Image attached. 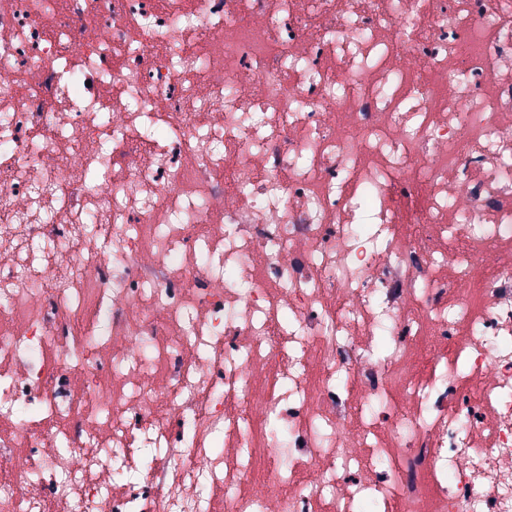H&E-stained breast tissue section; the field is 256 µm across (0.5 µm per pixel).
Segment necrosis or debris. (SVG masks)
Listing matches in <instances>:
<instances>
[{
	"instance_id": "obj_1",
	"label": "necrosis or debris",
	"mask_w": 512,
	"mask_h": 512,
	"mask_svg": "<svg viewBox=\"0 0 512 512\" xmlns=\"http://www.w3.org/2000/svg\"><path fill=\"white\" fill-rule=\"evenodd\" d=\"M0 512H512V0H0Z\"/></svg>"
}]
</instances>
